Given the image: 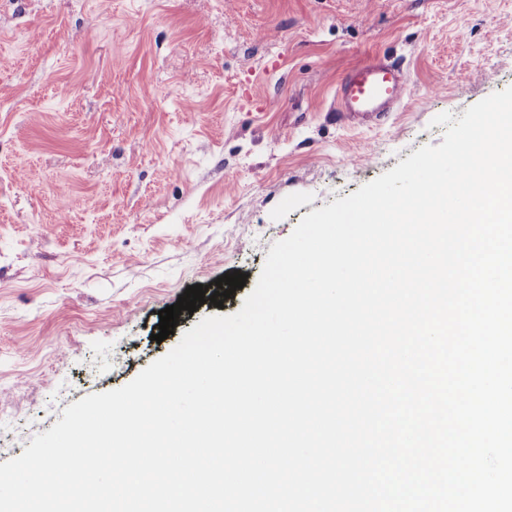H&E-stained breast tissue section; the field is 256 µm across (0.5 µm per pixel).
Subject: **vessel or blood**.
<instances>
[{
  "label": "vessel or blood",
  "mask_w": 512,
  "mask_h": 512,
  "mask_svg": "<svg viewBox=\"0 0 512 512\" xmlns=\"http://www.w3.org/2000/svg\"><path fill=\"white\" fill-rule=\"evenodd\" d=\"M409 90L397 64L365 58L351 65L336 86V110L349 119L393 111Z\"/></svg>",
  "instance_id": "b4317fda"
}]
</instances>
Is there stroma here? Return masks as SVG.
Masks as SVG:
<instances>
[{
  "label": "stroma",
  "mask_w": 512,
  "mask_h": 512,
  "mask_svg": "<svg viewBox=\"0 0 512 512\" xmlns=\"http://www.w3.org/2000/svg\"><path fill=\"white\" fill-rule=\"evenodd\" d=\"M374 55L406 97L340 118L339 79ZM509 86L512 0H0V463L238 312L303 216ZM236 271L153 341L159 310Z\"/></svg>",
  "instance_id": "1"
}]
</instances>
